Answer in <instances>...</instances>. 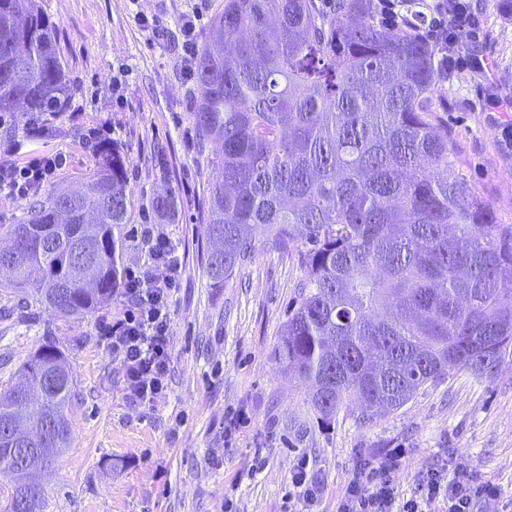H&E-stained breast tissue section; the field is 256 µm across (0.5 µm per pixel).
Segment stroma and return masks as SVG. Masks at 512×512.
Returning <instances> with one entry per match:
<instances>
[{"mask_svg": "<svg viewBox=\"0 0 512 512\" xmlns=\"http://www.w3.org/2000/svg\"><path fill=\"white\" fill-rule=\"evenodd\" d=\"M36 3L55 26L74 89L58 133L39 141L68 156L57 181L89 173L87 133L108 126L109 141L129 157L125 275L146 267L147 224H164L179 257L167 394L149 410L127 401L123 368L101 334L127 309L122 295L68 321L0 291V390L46 337L65 349L75 376L70 445L39 478L43 512H296L290 476L302 462L321 478V512H334L353 472L395 448L403 451L394 473L401 495L413 494L423 471L458 463L502 489V500L479 502L475 512H503V499H512V355L491 377L461 371L425 386L393 414L365 423L354 403L325 425L309 410L306 386L275 356L304 276L296 258L260 243L224 286L210 284L203 208L219 168L193 122L198 93L183 70L181 22L197 12L209 29L224 0ZM469 4L481 37L439 86L434 117L447 125L472 191L498 223L512 225V137L491 105L512 98V0ZM475 58L487 72L472 66ZM171 187L177 209L159 216L152 200Z\"/></svg>", "mask_w": 512, "mask_h": 512, "instance_id": "35a3bbf8", "label": "stroma"}]
</instances>
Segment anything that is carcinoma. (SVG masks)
<instances>
[{"mask_svg":"<svg viewBox=\"0 0 512 512\" xmlns=\"http://www.w3.org/2000/svg\"><path fill=\"white\" fill-rule=\"evenodd\" d=\"M371 2L331 0L325 13L316 0H224L195 60L197 131L220 145L207 276L224 284L258 241L297 255L304 278L276 360L309 384L324 422L351 401L365 421L393 413L455 371L492 375L512 353V225L495 223L433 118L434 43L377 26ZM53 28L35 0H0V115L41 119L70 103ZM128 162L103 141L79 190L60 183L30 201L6 225L15 268L0 288L64 319L111 302ZM176 200L170 191L152 207L166 215ZM71 243L96 285L72 274ZM21 373L0 392V472L32 459L7 512H41L37 476L68 447L74 376L50 339ZM21 401L32 432H49L34 457L6 439Z\"/></svg>","mask_w":512,"mask_h":512,"instance_id":"1","label":"carcinoma"}]
</instances>
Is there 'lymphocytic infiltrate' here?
Masks as SVG:
<instances>
[{
	"instance_id": "f902f5d3",
	"label": "lymphocytic infiltrate",
	"mask_w": 512,
	"mask_h": 512,
	"mask_svg": "<svg viewBox=\"0 0 512 512\" xmlns=\"http://www.w3.org/2000/svg\"><path fill=\"white\" fill-rule=\"evenodd\" d=\"M66 164L65 155L55 153L22 163H0V195L26 198L34 189L52 181ZM151 269L128 278L123 293L129 307L113 318L105 336L124 369L126 396L136 406H155L165 395L170 360V298L174 277L157 279L153 266L176 269L177 258L161 225L147 232ZM401 455L388 452L372 471H356L336 501V512H431L443 503L448 512H473L477 500L497 499L500 487L491 481H476L452 465L447 471H432L413 495L404 497L394 482Z\"/></svg>"
}]
</instances>
